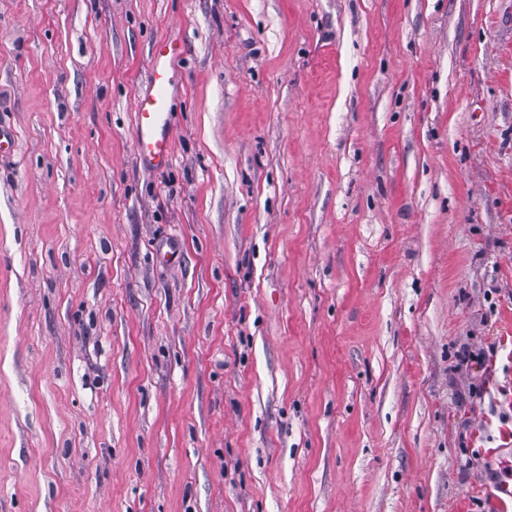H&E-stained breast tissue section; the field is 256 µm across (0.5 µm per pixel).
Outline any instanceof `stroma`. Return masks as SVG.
I'll use <instances>...</instances> for the list:
<instances>
[{"mask_svg":"<svg viewBox=\"0 0 512 512\" xmlns=\"http://www.w3.org/2000/svg\"><path fill=\"white\" fill-rule=\"evenodd\" d=\"M0 122V512H512V0H0ZM182 55L183 46L177 40L155 42L150 85L133 105L135 156L149 171H165L174 161L170 103L176 87L175 64Z\"/></svg>","mask_w":512,"mask_h":512,"instance_id":"obj_1","label":"stroma"}]
</instances>
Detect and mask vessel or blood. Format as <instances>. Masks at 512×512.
I'll list each match as a JSON object with an SVG mask.
<instances>
[{
    "label": "vessel or blood",
    "mask_w": 512,
    "mask_h": 512,
    "mask_svg": "<svg viewBox=\"0 0 512 512\" xmlns=\"http://www.w3.org/2000/svg\"><path fill=\"white\" fill-rule=\"evenodd\" d=\"M183 55L179 41L161 39L152 51L148 89L133 105V144L139 163L150 171H164L174 161L171 100L175 84V65Z\"/></svg>",
    "instance_id": "vessel-or-blood-1"
}]
</instances>
